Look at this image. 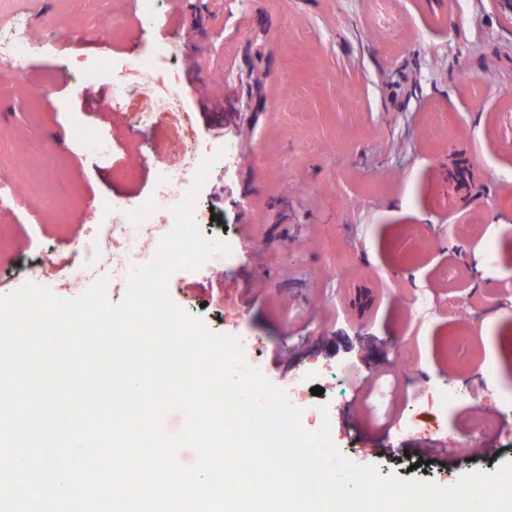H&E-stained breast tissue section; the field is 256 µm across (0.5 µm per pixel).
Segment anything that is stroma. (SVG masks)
<instances>
[{
	"instance_id": "stroma-1",
	"label": "stroma",
	"mask_w": 512,
	"mask_h": 512,
	"mask_svg": "<svg viewBox=\"0 0 512 512\" xmlns=\"http://www.w3.org/2000/svg\"><path fill=\"white\" fill-rule=\"evenodd\" d=\"M140 11V0H0V35L33 20L26 74L0 82V184L28 202L0 211V268L43 259L38 285L79 296L60 285L87 238L80 213L97 199L109 223L128 193L150 199L185 128L147 77L118 112L97 111L110 73L85 89L71 64L178 46V108L225 151L196 200L231 253L174 273L172 300L239 337L275 386L300 382L302 427L329 421L351 462L445 487L512 461V434L472 428L481 415L512 426V305L498 302L512 288V138L500 130L512 12L496 0H159L151 19ZM133 112L154 113L148 138L131 135ZM77 123L105 148L78 142ZM420 290L429 312L411 305ZM452 293L467 320L449 314ZM462 335L463 367L448 355ZM384 382L395 388L380 427L367 401ZM439 387L459 399L433 404ZM428 448L456 465L427 461Z\"/></svg>"
}]
</instances>
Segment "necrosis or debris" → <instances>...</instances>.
<instances>
[{
	"instance_id": "obj_1",
	"label": "necrosis or debris",
	"mask_w": 512,
	"mask_h": 512,
	"mask_svg": "<svg viewBox=\"0 0 512 512\" xmlns=\"http://www.w3.org/2000/svg\"><path fill=\"white\" fill-rule=\"evenodd\" d=\"M169 56L145 61L141 68H131L123 58L106 60L112 71V96L121 98L128 88L137 83L143 73L166 71ZM181 160L162 178L150 200L138 203L126 213L121 224H94L84 244V258L74 267L67 282L76 287L91 278L106 279L109 287L120 286L134 268L153 262L157 251L143 243L144 237L162 239L174 223V208L184 194L183 184L197 181L204 160L210 156V148L195 135H187L180 148Z\"/></svg>"
}]
</instances>
